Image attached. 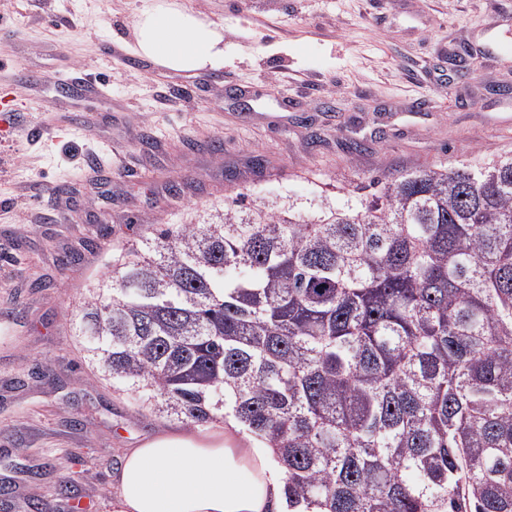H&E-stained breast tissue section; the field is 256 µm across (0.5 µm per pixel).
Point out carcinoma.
Masks as SVG:
<instances>
[{"label":"carcinoma","instance_id":"carcinoma-1","mask_svg":"<svg viewBox=\"0 0 512 512\" xmlns=\"http://www.w3.org/2000/svg\"><path fill=\"white\" fill-rule=\"evenodd\" d=\"M370 186L129 241L79 335L156 413L274 449L286 512H512V155Z\"/></svg>","mask_w":512,"mask_h":512}]
</instances>
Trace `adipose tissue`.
<instances>
[{"label":"adipose tissue","instance_id":"ef3b65f1","mask_svg":"<svg viewBox=\"0 0 512 512\" xmlns=\"http://www.w3.org/2000/svg\"><path fill=\"white\" fill-rule=\"evenodd\" d=\"M133 52L198 75L224 65V25L178 0L145 8ZM114 512H283V473L271 449L223 430L157 435L128 449L113 477Z\"/></svg>","mask_w":512,"mask_h":512}]
</instances>
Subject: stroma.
I'll return each instance as SVG.
<instances>
[{"instance_id": "stroma-1", "label": "stroma", "mask_w": 512, "mask_h": 512, "mask_svg": "<svg viewBox=\"0 0 512 512\" xmlns=\"http://www.w3.org/2000/svg\"><path fill=\"white\" fill-rule=\"evenodd\" d=\"M149 2L0 0V97L39 129L0 144V512H112L126 449L184 428L114 390L75 330L130 238L240 192L311 214L377 176L512 154V0H181L224 24V65L192 95L130 51ZM76 67L103 96L64 97ZM61 99L81 129L56 140Z\"/></svg>"}]
</instances>
